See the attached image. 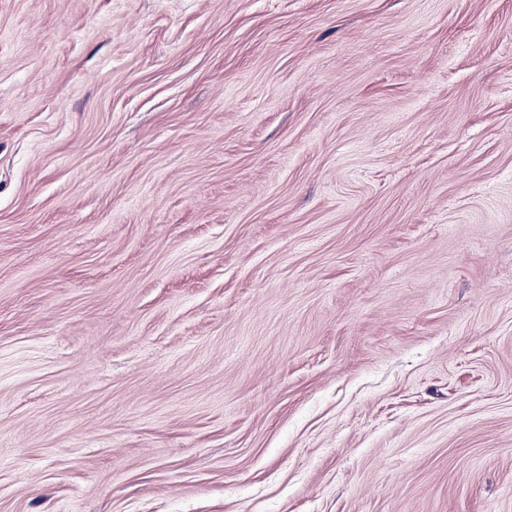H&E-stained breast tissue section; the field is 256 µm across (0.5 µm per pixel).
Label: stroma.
I'll return each instance as SVG.
<instances>
[{
  "mask_svg": "<svg viewBox=\"0 0 512 512\" xmlns=\"http://www.w3.org/2000/svg\"><path fill=\"white\" fill-rule=\"evenodd\" d=\"M0 512H512V0H0Z\"/></svg>",
  "mask_w": 512,
  "mask_h": 512,
  "instance_id": "obj_1",
  "label": "stroma"
}]
</instances>
